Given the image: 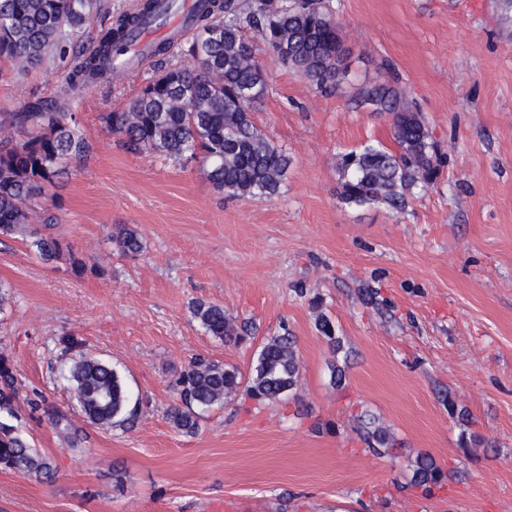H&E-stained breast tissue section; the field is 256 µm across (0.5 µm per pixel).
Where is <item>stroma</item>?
Listing matches in <instances>:
<instances>
[{
	"instance_id": "obj_1",
	"label": "stroma",
	"mask_w": 512,
	"mask_h": 512,
	"mask_svg": "<svg viewBox=\"0 0 512 512\" xmlns=\"http://www.w3.org/2000/svg\"><path fill=\"white\" fill-rule=\"evenodd\" d=\"M348 75L334 95L269 67L255 121L293 159L272 199H228L197 165L127 151L100 120L153 76L100 83L70 105L93 155L48 192L60 231L105 276L75 277L66 260L40 262L28 243L0 244V353L19 394L43 393L70 412L52 370L67 333L111 362L144 414L131 430L87 427L79 447L48 419L18 425L51 457L52 481L0 470V512H512V25L494 0H332ZM69 61L26 71L0 59V113L58 97ZM399 76L445 156L439 181L406 213L342 201L338 152L393 146L388 117L349 109L361 83ZM128 224L134 256L110 238ZM388 301L378 308L361 291ZM336 324L347 385L329 383L334 356L315 329L312 295ZM254 324L246 341L208 335L194 301ZM287 325L297 339L295 401L237 396L205 414L197 434L166 412L191 356L248 371L261 343ZM467 409L484 444L462 455L461 428L438 393ZM375 415L402 444L376 458L355 431ZM427 453L457 463L429 501L403 491Z\"/></svg>"
}]
</instances>
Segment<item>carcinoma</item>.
Listing matches in <instances>:
<instances>
[{"instance_id": "1", "label": "carcinoma", "mask_w": 512, "mask_h": 512, "mask_svg": "<svg viewBox=\"0 0 512 512\" xmlns=\"http://www.w3.org/2000/svg\"><path fill=\"white\" fill-rule=\"evenodd\" d=\"M100 0H0V57L25 69L43 62L52 51L66 55L68 37ZM162 8L160 0H140L115 17L92 46L75 52L76 64L66 78L64 98L30 102L22 112L0 114V237L27 239L44 261L67 258L72 273L91 269L57 233L62 224L56 199L44 198L46 186L67 173L72 162L88 159L91 146L79 130L65 99L101 80L120 82L126 65L118 59L139 30ZM193 33L180 43L181 62L166 63L171 42L155 43L151 56L160 68L127 105L101 115L105 127L121 136L123 146L179 164L196 162L218 193L230 198H271L280 193L293 159L256 124L252 107L267 91V69L250 45L254 36L266 45L271 60L306 80L322 94L346 78V49L330 0H199ZM353 108L387 114L392 119L393 151L381 144L336 155L341 196L358 206L382 202L397 213L438 177L442 154L432 140L416 103L389 83L364 82L350 99ZM112 241L124 253L137 254L143 242L127 225L113 228ZM193 316L205 332L221 340H243L247 325L236 323L224 306L197 301ZM315 328L334 352L343 349L336 326L324 312ZM60 377L67 383L83 422L105 428H132L143 408L131 402L126 384L112 364L88 355L83 341L67 334L59 339ZM301 380L295 336L287 325L261 344L248 375L235 366L201 355L190 358L179 382L177 401L167 418L179 431L195 434L203 414L221 406L239 388L258 403L274 402L296 392ZM31 412H42L62 427L71 446L83 429L35 394L26 399ZM20 397L15 370L0 354V469L37 481L55 476L52 461L34 448L12 420ZM367 451L398 457L401 445L370 414L359 416ZM405 488L428 500L448 486L450 469L419 454L410 463Z\"/></svg>"}]
</instances>
